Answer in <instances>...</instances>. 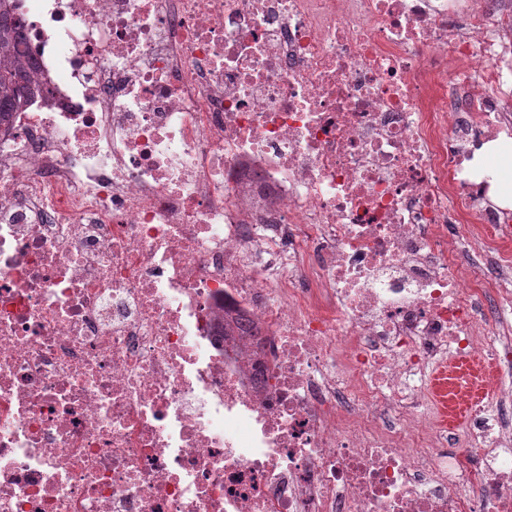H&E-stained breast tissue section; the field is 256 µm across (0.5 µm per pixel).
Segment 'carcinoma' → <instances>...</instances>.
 <instances>
[{"instance_id":"obj_1","label":"carcinoma","mask_w":512,"mask_h":512,"mask_svg":"<svg viewBox=\"0 0 512 512\" xmlns=\"http://www.w3.org/2000/svg\"><path fill=\"white\" fill-rule=\"evenodd\" d=\"M23 39V24L12 13L10 0H0V123L11 113L25 108L42 92L36 80L37 64L22 56L18 45Z\"/></svg>"}]
</instances>
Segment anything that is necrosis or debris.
Wrapping results in <instances>:
<instances>
[{
    "instance_id": "4bbe7bcc",
    "label": "necrosis or debris",
    "mask_w": 512,
    "mask_h": 512,
    "mask_svg": "<svg viewBox=\"0 0 512 512\" xmlns=\"http://www.w3.org/2000/svg\"><path fill=\"white\" fill-rule=\"evenodd\" d=\"M12 2L0 512H512V0ZM10 0H0V123L8 122L11 112H19L42 92L36 80L37 64L22 56L18 45L23 24L12 13Z\"/></svg>"
}]
</instances>
